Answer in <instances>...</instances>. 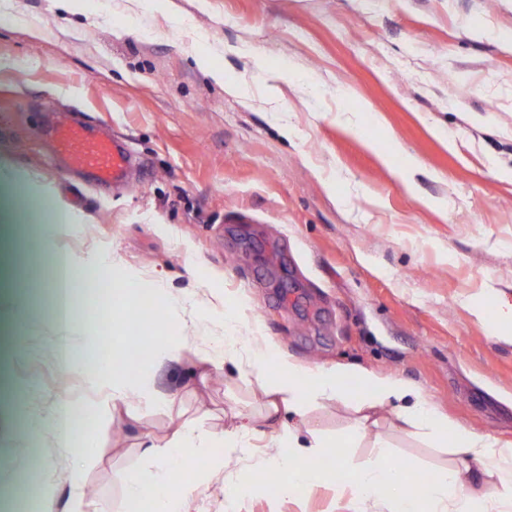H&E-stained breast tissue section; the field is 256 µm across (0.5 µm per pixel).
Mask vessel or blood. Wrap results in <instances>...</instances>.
<instances>
[{
	"label": "vessel or blood",
	"instance_id": "obj_1",
	"mask_svg": "<svg viewBox=\"0 0 512 512\" xmlns=\"http://www.w3.org/2000/svg\"><path fill=\"white\" fill-rule=\"evenodd\" d=\"M59 159L86 172L94 183L127 182L132 153L125 140L95 135L90 124L57 114L45 130Z\"/></svg>",
	"mask_w": 512,
	"mask_h": 512
}]
</instances>
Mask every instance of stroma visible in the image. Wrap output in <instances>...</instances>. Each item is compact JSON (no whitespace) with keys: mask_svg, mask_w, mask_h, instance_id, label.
I'll use <instances>...</instances> for the list:
<instances>
[{"mask_svg":"<svg viewBox=\"0 0 512 512\" xmlns=\"http://www.w3.org/2000/svg\"><path fill=\"white\" fill-rule=\"evenodd\" d=\"M0 27V160L51 187L92 232L59 236L87 258L120 256L175 294L208 284L249 303L245 316L304 363L364 367L417 384L454 423L512 442V345L498 341L512 304V0H8ZM65 112L128 141L129 185L89 184L40 129ZM419 171H412V164ZM27 216L0 221V283L21 258L34 273L31 321L0 322V512H31L29 472L66 496L75 447L26 434L11 411L39 382L75 406L98 394L56 363L48 256L14 250ZM504 283L502 294L489 285ZM483 306L476 318L471 304ZM195 357L148 368L172 411L136 410L113 443L98 437L84 474L122 512L121 472L143 470L144 435L189 420L224 427L225 405L260 398L223 368L194 377ZM351 406L313 409L333 434ZM411 482L450 463L444 449L391 429ZM216 473L186 512H224ZM335 487L248 497L242 512H344Z\"/></svg>","mask_w":512,"mask_h":512,"instance_id":"stroma-1","label":"stroma"}]
</instances>
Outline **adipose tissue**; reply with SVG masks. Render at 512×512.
I'll return each instance as SVG.
<instances>
[{
	"mask_svg": "<svg viewBox=\"0 0 512 512\" xmlns=\"http://www.w3.org/2000/svg\"><path fill=\"white\" fill-rule=\"evenodd\" d=\"M0 193L9 200L23 199L30 211L45 213L48 230L35 245L52 260L53 275L47 285L55 296L57 358L64 368L85 369L87 381L111 404L113 417H120L133 395L149 406L172 408L173 395L157 389L142 366L171 358L187 347L193 333L208 343L197 353L200 362L222 365L250 378L264 399L256 413L234 407L225 410L220 431L177 422L165 436H145L142 448L154 463L153 471L122 477L125 502L137 506L138 512H184L190 496L178 480L184 466L197 468L199 479L204 480L223 466L254 459L267 475L287 480L289 487H336L347 498L348 512H512V444L491 441L448 421L410 381L364 368L356 371L368 389L367 397L355 404L362 417L341 440L329 439L310 426L308 415L325 402L351 403L343 388L344 367L305 364L282 353L263 336L260 326L245 324V301L175 296L161 279L130 272L117 255L104 252L85 259L60 249L53 228L78 232L84 224L82 215L4 162H0ZM78 294L94 299V314L81 321L72 314L71 302ZM102 308L111 309L109 324L116 336L132 335L144 322V310L169 311L163 325L168 343L104 349L95 339L97 312ZM383 408L391 409L393 427L406 434L451 440L453 464L420 483H409L402 467L390 458L387 439L380 435L374 440V453L362 463H353L349 450L367 434L365 413ZM25 418L35 434H49L64 443L80 429L87 445L96 443L97 407L78 409L58 396L48 413L29 411ZM259 441L265 442L267 451L258 459L254 448ZM212 448L223 449V457L209 456Z\"/></svg>",
	"mask_w": 512,
	"mask_h": 512,
	"instance_id": "obj_1",
	"label": "adipose tissue"
}]
</instances>
